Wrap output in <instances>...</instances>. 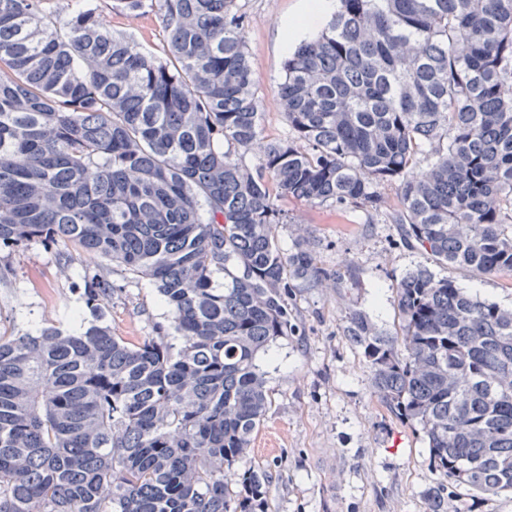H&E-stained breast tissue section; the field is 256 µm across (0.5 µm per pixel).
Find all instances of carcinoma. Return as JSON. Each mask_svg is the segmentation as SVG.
I'll return each instance as SVG.
<instances>
[{
	"instance_id": "obj_1",
	"label": "carcinoma",
	"mask_w": 512,
	"mask_h": 512,
	"mask_svg": "<svg viewBox=\"0 0 512 512\" xmlns=\"http://www.w3.org/2000/svg\"><path fill=\"white\" fill-rule=\"evenodd\" d=\"M47 4L0 0V249L68 241L150 280L182 344L112 335L96 275L83 331L1 333L0 512H265L266 475L229 471L271 405L259 358L292 330L288 276L324 278L304 242L280 247L273 193L376 210L396 183L412 246L511 275L512 0H339L286 61L293 136L253 171L240 0H112L157 13L162 56L94 0ZM395 302L396 335L361 312L348 329L383 403L455 485L512 492V311L426 267Z\"/></svg>"
}]
</instances>
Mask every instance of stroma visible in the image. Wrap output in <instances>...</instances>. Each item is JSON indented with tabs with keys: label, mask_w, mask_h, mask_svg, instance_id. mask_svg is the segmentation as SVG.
<instances>
[{
	"label": "stroma",
	"mask_w": 512,
	"mask_h": 512,
	"mask_svg": "<svg viewBox=\"0 0 512 512\" xmlns=\"http://www.w3.org/2000/svg\"><path fill=\"white\" fill-rule=\"evenodd\" d=\"M244 35L262 112V140L289 136L278 90L290 51L281 29L301 10L300 0H240ZM106 27L140 48L161 54L165 33L155 13L104 10ZM378 211L276 198L290 221L278 225L284 250L304 240L327 275L314 286L289 282L293 330L260 358L272 405L255 434L249 456L236 472L258 471L271 480L268 512H430L431 492L441 482L429 450L411 422L380 400L369 368L348 334L349 316L360 311L379 334L395 335L397 282L419 267L474 298L512 308V275L482 276L455 266L433 265L407 247L391 215L400 207L396 185L380 186ZM71 254L69 266L60 257ZM0 277V332L56 325L76 333L92 320L83 288L88 276H104L112 297L104 321L113 335L136 340L152 335L172 314L147 279L112 262L76 254L72 245L34 240L13 255ZM441 512H512V494L479 495L447 488Z\"/></svg>",
	"instance_id": "stroma-1"
}]
</instances>
